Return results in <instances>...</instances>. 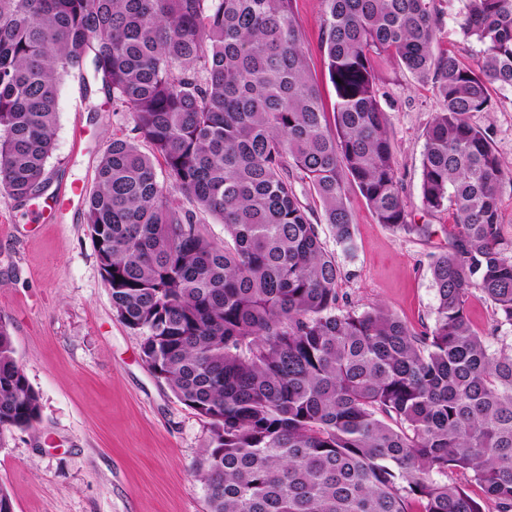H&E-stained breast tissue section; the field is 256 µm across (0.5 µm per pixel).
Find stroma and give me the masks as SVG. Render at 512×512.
Instances as JSON below:
<instances>
[{"label":"stroma","instance_id":"stroma-1","mask_svg":"<svg viewBox=\"0 0 512 512\" xmlns=\"http://www.w3.org/2000/svg\"><path fill=\"white\" fill-rule=\"evenodd\" d=\"M441 27L435 51L475 60L480 47L459 33L461 0H436ZM312 78L325 108L335 92L321 50V0H293ZM378 101L388 119L408 221L431 227L429 237L378 224L365 199L348 187L356 249L346 254L330 231L322 239L344 270L339 285L356 309L386 305L415 329L432 324L436 304L429 263L448 246L450 212L421 203L425 128L441 101L387 60L376 63ZM58 124L43 194L18 201L0 191V322L16 358L40 395L32 428L0 431V484L14 512H208L197 463L206 420L180 403L141 358L142 338L116 316L86 206L62 220L45 203L73 182L92 190L112 136L128 134L130 113L113 111L101 86L64 74ZM486 130L512 169V91L492 95L489 111L470 116Z\"/></svg>","mask_w":512,"mask_h":512}]
</instances>
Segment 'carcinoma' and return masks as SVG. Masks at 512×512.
I'll use <instances>...</instances> for the list:
<instances>
[{"label":"carcinoma","instance_id":"cac0c4a2","mask_svg":"<svg viewBox=\"0 0 512 512\" xmlns=\"http://www.w3.org/2000/svg\"><path fill=\"white\" fill-rule=\"evenodd\" d=\"M321 2L331 113L293 0H0V189L26 200L43 187L61 73L90 68L112 111L133 117L103 153L86 224L143 360L208 421V512H512L509 172L468 120L512 91V0H463L473 64L434 53L435 0ZM379 57L443 101L420 193L453 225L429 266L434 325L420 332L383 305L341 304V268L294 188L308 185L348 253L350 184L378 223L430 234L408 222ZM198 211L224 225V242ZM476 292L493 306L488 333L470 323ZM39 415L0 323V429Z\"/></svg>","mask_w":512,"mask_h":512}]
</instances>
